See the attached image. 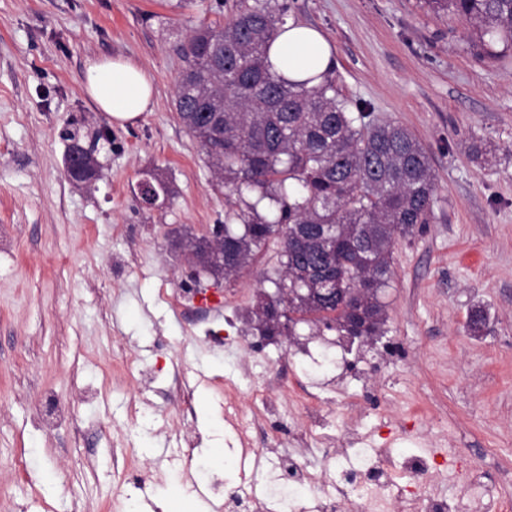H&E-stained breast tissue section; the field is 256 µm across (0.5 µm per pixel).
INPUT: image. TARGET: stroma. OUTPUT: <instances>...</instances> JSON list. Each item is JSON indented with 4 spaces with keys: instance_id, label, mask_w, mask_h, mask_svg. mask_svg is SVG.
<instances>
[{
    "instance_id": "stroma-1",
    "label": "stroma",
    "mask_w": 512,
    "mask_h": 512,
    "mask_svg": "<svg viewBox=\"0 0 512 512\" xmlns=\"http://www.w3.org/2000/svg\"><path fill=\"white\" fill-rule=\"evenodd\" d=\"M286 2L331 43L343 94L420 139L438 185L432 222L395 245L385 334L369 343L300 324L238 344L277 244L226 286L180 261L176 233L223 223L224 196L176 114L178 48L238 0H0V512H229L214 484L236 444L225 383L245 396L298 380L322 384L327 432L454 451L486 497L512 499V65L423 0ZM102 57L148 72L150 111L122 126L98 111L84 82ZM70 133L96 150L91 186L66 176ZM476 141L497 150L472 157ZM147 172L173 191L162 207L137 197ZM327 343L351 365L343 386L296 352ZM365 379L374 395L350 411ZM283 412L252 441L265 512L286 432L310 427L303 407Z\"/></svg>"
}]
</instances>
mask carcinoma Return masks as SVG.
Returning <instances> with one entry per match:
<instances>
[{
    "label": "carcinoma",
    "mask_w": 512,
    "mask_h": 512,
    "mask_svg": "<svg viewBox=\"0 0 512 512\" xmlns=\"http://www.w3.org/2000/svg\"><path fill=\"white\" fill-rule=\"evenodd\" d=\"M427 3L458 16L479 54L509 57L512 0ZM286 13L279 0H240L228 21L200 23L179 49L176 113L203 149L213 186L224 191V282L236 281L279 233L282 271L273 287L315 288L303 272L334 247L336 287L375 290L363 310V335L379 336L394 247L433 218L437 183L416 136L343 97L336 77L309 87L268 70L266 55ZM296 238L301 246L289 245ZM331 311L332 318L288 308L315 328L330 318L346 335L343 313ZM246 323L262 336L282 335L264 290Z\"/></svg>",
    "instance_id": "carcinoma-1"
}]
</instances>
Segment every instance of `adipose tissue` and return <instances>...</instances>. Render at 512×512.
<instances>
[{
    "instance_id": "ef3b65f1",
    "label": "adipose tissue",
    "mask_w": 512,
    "mask_h": 512,
    "mask_svg": "<svg viewBox=\"0 0 512 512\" xmlns=\"http://www.w3.org/2000/svg\"><path fill=\"white\" fill-rule=\"evenodd\" d=\"M332 46L317 29L289 22L268 51L270 69L290 82L324 79L332 65ZM85 92L110 122L122 125L149 110L153 99L151 76L134 62L106 57L87 68Z\"/></svg>"
}]
</instances>
